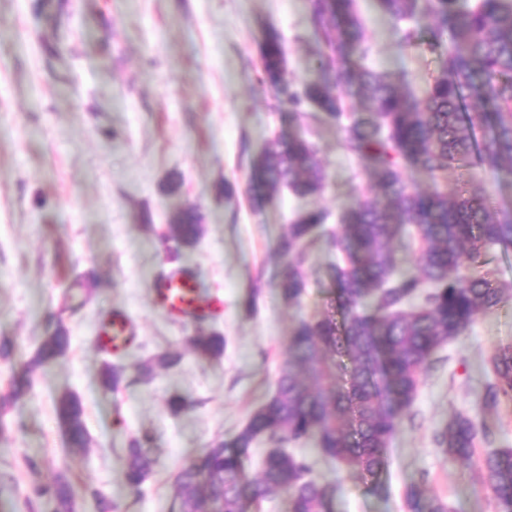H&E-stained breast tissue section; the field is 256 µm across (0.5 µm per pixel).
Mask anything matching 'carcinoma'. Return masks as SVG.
Returning a JSON list of instances; mask_svg holds the SVG:
<instances>
[{
    "label": "carcinoma",
    "instance_id": "obj_1",
    "mask_svg": "<svg viewBox=\"0 0 512 512\" xmlns=\"http://www.w3.org/2000/svg\"><path fill=\"white\" fill-rule=\"evenodd\" d=\"M378 0L382 11L405 22L401 39L434 56L436 68L422 97L411 95L382 73L353 63L365 40L353 0H311V21L323 51L320 79L299 94L286 70L282 37L266 34L259 49V82L298 119L336 123L340 145L362 164L379 195L344 212L340 228L326 232L327 213L308 210L288 225L279 245L287 269L277 283L282 299L298 304L305 293L302 266L309 244L327 236L342 255L329 270L341 319L329 312L295 325L288 356L279 367L273 394L231 438L203 450L175 479L179 512H245L285 495L290 512H329L337 487L320 481L312 464L290 446L315 443L319 455L360 478L375 482L388 464L390 442L413 406L421 377L436 352L465 334L477 318L512 299V285L484 269L492 248L512 249V203L495 201L470 176L454 197L435 186L412 189L405 173L419 168L438 181L450 169L497 171L512 164V0ZM485 125L476 139V123ZM253 204L262 205L282 187L299 197L321 192L324 172L315 146L295 135L278 140L252 161ZM415 228L412 265L400 267L392 242ZM173 231L187 246L201 233L193 210ZM84 305V289L62 291L52 331L43 337L31 368L66 354L70 337L62 317ZM193 351L224 353V338L195 336ZM181 354L164 352L135 366L140 379L179 365ZM483 405L512 402V344L499 345L490 364ZM125 368L108 364L104 383L119 387ZM56 412L68 447H89L81 401L64 394ZM479 422L452 417L434 443L454 465L472 466ZM270 445L256 476L245 463L255 446ZM157 463L148 435L130 441L125 460L129 488L139 489ZM484 485L503 512H512V448L486 453ZM56 512H71L68 482L52 488ZM408 512H448L439 497L406 492Z\"/></svg>",
    "mask_w": 512,
    "mask_h": 512
}]
</instances>
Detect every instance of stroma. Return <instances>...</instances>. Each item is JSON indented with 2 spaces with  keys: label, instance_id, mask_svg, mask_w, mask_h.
<instances>
[{
  "label": "stroma",
  "instance_id": "stroma-1",
  "mask_svg": "<svg viewBox=\"0 0 512 512\" xmlns=\"http://www.w3.org/2000/svg\"><path fill=\"white\" fill-rule=\"evenodd\" d=\"M356 7L366 65L423 96L431 56L402 44L376 0ZM309 8V0H0V343L11 346L0 360V396L12 379L27 381L0 432V512H55L53 498L32 490L60 476L72 487L74 512H97V492L119 512H176L178 471L267 399L297 320L333 308L327 269L336 251L328 240L307 251L296 306L277 288L287 266L278 243L307 209L326 210L338 228L341 214L370 196L371 179L340 147L335 124L294 121L256 80L270 28L284 41L295 89L318 80L321 44ZM288 134L314 142L325 186L304 198L283 188L253 206L251 162ZM188 208L202 225L198 241H161ZM178 269L218 304L204 322L173 319L151 298L158 277ZM77 274L86 278L87 302L63 319L67 354L28 371ZM116 310L136 332L122 363L177 351L180 364L149 381L130 370L119 391L108 389L99 327ZM211 333L223 336V355H196L190 337ZM505 342L512 301L438 350L391 442L380 488L304 445L315 474L338 485L333 512H408L405 493L416 484L449 512H497L479 469L453 466L433 434L462 413L492 431L477 456L512 448V403L494 412L481 405L491 352ZM66 393L84 406L91 443L83 454L69 452L56 413ZM175 395L188 402L176 415L167 406ZM145 433L158 464L135 492L125 450Z\"/></svg>",
  "mask_w": 512,
  "mask_h": 512
}]
</instances>
